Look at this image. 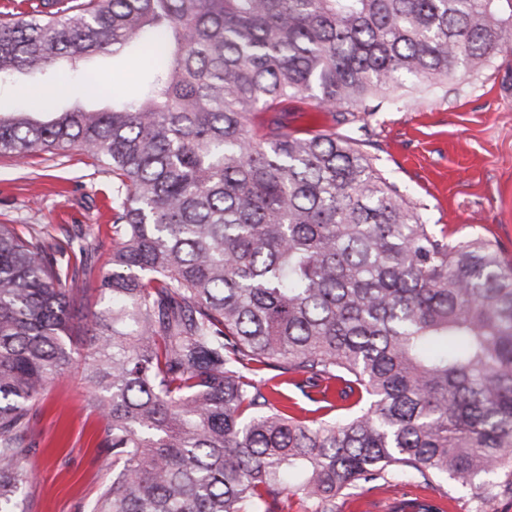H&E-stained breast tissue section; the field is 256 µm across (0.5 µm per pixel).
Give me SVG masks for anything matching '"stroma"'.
<instances>
[{"mask_svg": "<svg viewBox=\"0 0 512 512\" xmlns=\"http://www.w3.org/2000/svg\"><path fill=\"white\" fill-rule=\"evenodd\" d=\"M85 68L105 87L97 107L111 106L113 92L133 90L130 67H114L111 58ZM367 123L365 149L376 168L425 204L429 223L452 240L482 236L512 263V50L477 75L405 95L400 109L379 108ZM111 216L112 173L87 155L39 152L21 165L0 156V224L22 231L41 225L58 239L83 230L104 261L112 252ZM104 426L79 369L47 388L21 441L36 474L25 490V512H85L112 475ZM414 498L442 499V512H474L468 488L404 478L354 491L340 512H388Z\"/></svg>", "mask_w": 512, "mask_h": 512, "instance_id": "obj_1", "label": "stroma"}]
</instances>
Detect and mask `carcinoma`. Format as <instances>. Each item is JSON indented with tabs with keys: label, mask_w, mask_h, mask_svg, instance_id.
Returning a JSON list of instances; mask_svg holds the SVG:
<instances>
[{
	"label": "carcinoma",
	"mask_w": 512,
	"mask_h": 512,
	"mask_svg": "<svg viewBox=\"0 0 512 512\" xmlns=\"http://www.w3.org/2000/svg\"><path fill=\"white\" fill-rule=\"evenodd\" d=\"M511 47L512 0H39L1 19L0 83L53 86L96 55L138 70L108 109L0 111V156L78 148L112 171L103 272L91 241L0 224V512H22L19 442L74 362L90 282L84 372L112 450L90 512H337L397 476L467 486L476 512L512 495V266L448 240L358 137ZM304 102L340 128H291Z\"/></svg>",
	"instance_id": "obj_1"
}]
</instances>
